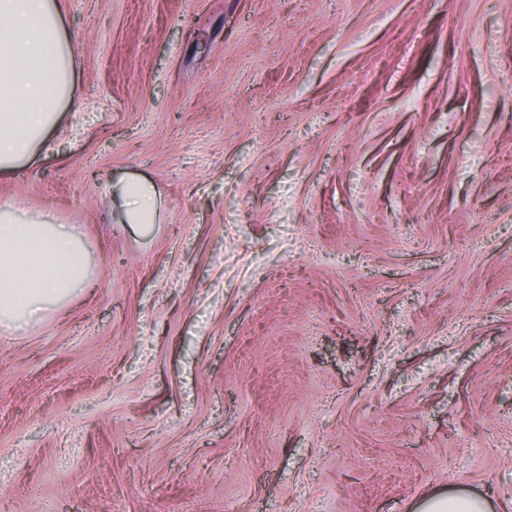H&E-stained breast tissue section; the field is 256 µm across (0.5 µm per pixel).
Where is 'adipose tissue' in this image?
<instances>
[{"label":"adipose tissue","instance_id":"adipose-tissue-1","mask_svg":"<svg viewBox=\"0 0 512 512\" xmlns=\"http://www.w3.org/2000/svg\"><path fill=\"white\" fill-rule=\"evenodd\" d=\"M74 60L58 0H0V174L34 162L70 104ZM130 223H153L155 192L123 187ZM91 282L79 238L49 212L0 206V326L22 329Z\"/></svg>","mask_w":512,"mask_h":512}]
</instances>
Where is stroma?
<instances>
[{
  "label": "stroma",
  "instance_id": "obj_1",
  "mask_svg": "<svg viewBox=\"0 0 512 512\" xmlns=\"http://www.w3.org/2000/svg\"><path fill=\"white\" fill-rule=\"evenodd\" d=\"M60 4L0 205L95 286L0 328V512H512V0ZM123 197L128 220L132 224H151L156 214L155 192L141 181L128 182L123 186ZM421 512H487L486 501L472 495H440L427 497L419 506Z\"/></svg>",
  "mask_w": 512,
  "mask_h": 512
}]
</instances>
